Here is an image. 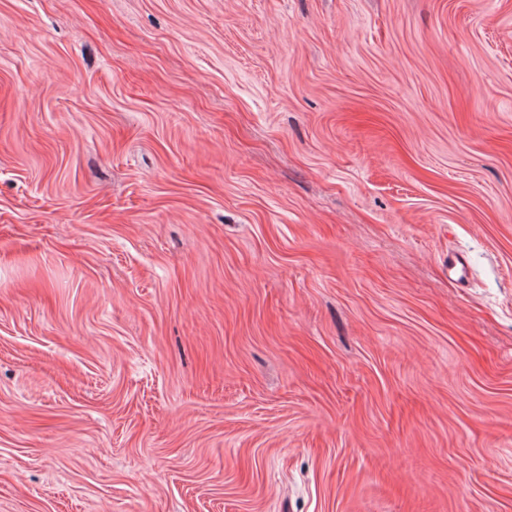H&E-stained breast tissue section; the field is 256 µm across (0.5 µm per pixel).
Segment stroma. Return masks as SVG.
<instances>
[{"mask_svg": "<svg viewBox=\"0 0 512 512\" xmlns=\"http://www.w3.org/2000/svg\"><path fill=\"white\" fill-rule=\"evenodd\" d=\"M0 512H512V0H0Z\"/></svg>", "mask_w": 512, "mask_h": 512, "instance_id": "stroma-1", "label": "stroma"}]
</instances>
